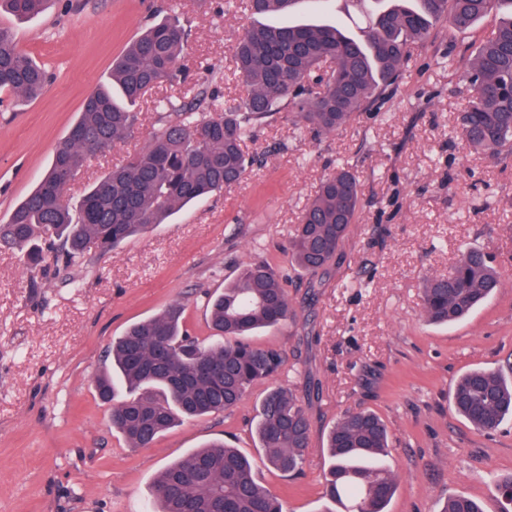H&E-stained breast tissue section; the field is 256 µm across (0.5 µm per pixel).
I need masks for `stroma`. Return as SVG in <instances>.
Here are the masks:
<instances>
[{
    "label": "stroma",
    "instance_id": "35a3bbf8",
    "mask_svg": "<svg viewBox=\"0 0 512 512\" xmlns=\"http://www.w3.org/2000/svg\"><path fill=\"white\" fill-rule=\"evenodd\" d=\"M167 2L52 0L31 19L0 12L16 50L53 75L36 99L0 95V220L43 177L88 93ZM177 3L190 29L182 59L190 83L244 100L233 46L257 17L225 11L224 0ZM498 19L489 13L463 32L440 25L435 43L415 50L391 102L334 134L313 138L281 115L255 128L246 150L262 167L112 251L91 252L81 266L33 270L23 253L0 246V512H150L158 472L214 440L252 458L257 482L281 495L288 512H324L326 436L359 410L390 430L382 463L398 486L388 512H440L451 495L498 512L496 480L512 474V419L478 431L451 409L450 393L473 368L512 379V164H494L459 138L456 116L471 91L462 69L443 61ZM285 20L336 21L355 34L369 24L350 0H300ZM184 92L167 83L149 90L136 107L135 137L98 157L70 197L144 146L157 100ZM342 163L355 167L363 205L342 263L311 298L289 242L320 182ZM463 245L489 255L501 286L457 323L428 322L423 282L447 274ZM257 260L279 274L297 312L253 342L284 351L276 383L306 407L302 473L289 477L262 462L252 424L262 385L232 411L180 422L150 447H129L95 388L112 338L173 302L184 304L189 333L209 338L208 294Z\"/></svg>",
    "mask_w": 512,
    "mask_h": 512
}]
</instances>
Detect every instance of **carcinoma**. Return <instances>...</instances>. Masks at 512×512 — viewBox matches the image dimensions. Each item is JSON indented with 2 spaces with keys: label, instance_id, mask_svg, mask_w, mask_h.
Here are the masks:
<instances>
[{
  "label": "carcinoma",
  "instance_id": "carcinoma-1",
  "mask_svg": "<svg viewBox=\"0 0 512 512\" xmlns=\"http://www.w3.org/2000/svg\"><path fill=\"white\" fill-rule=\"evenodd\" d=\"M50 0H0L14 16L43 13ZM299 0H254L250 13L268 18L245 29L234 48V74L249 86L240 103L211 93V110L197 111L201 92L175 105L159 102L146 145L105 173L72 204L63 168L78 177L91 159L134 137V107L150 89L182 82L180 60L188 33L178 18L151 25L112 64L109 81L86 97L78 120L58 145L35 189L0 224V245L24 251L37 268L52 255L79 266L92 250L109 252L127 238L166 220L183 206L237 185L258 159L243 145L252 129L282 112L318 136L337 132L357 112L378 109L397 90L412 50L429 44L437 26L468 30L495 7L511 16L461 59L471 99L458 116L466 144L498 162L512 159V0H374L363 35L337 24L283 26L277 17ZM331 61L328 70L322 64ZM47 71L18 54L0 30V91L34 99ZM362 204L353 167L341 165L319 185L303 209L292 239V258L309 274L313 292L331 273ZM500 287L479 248L465 247L453 272L431 276L422 310L434 323L462 319ZM205 343L183 331L184 307L167 306L112 339V372L96 378L99 399L110 405L112 427L131 448L153 444L183 418L217 415L247 392L273 379L284 364L274 346L248 336L296 317L279 276L264 263L239 270L224 292L207 302ZM208 366L209 374L202 373ZM454 411L477 430L492 432L512 418V381L482 368L454 384ZM255 435L264 462L288 475L302 472L310 421L301 400L281 386L269 388L257 414ZM330 466L324 498L344 512H386L397 476L372 461L387 452L389 429L376 414L343 415L327 435ZM501 512H512V476L499 480ZM152 512H287L276 493L259 484L254 464L222 442L199 448L165 468L155 483ZM440 512H484L471 497H448Z\"/></svg>",
  "mask_w": 512,
  "mask_h": 512
}]
</instances>
